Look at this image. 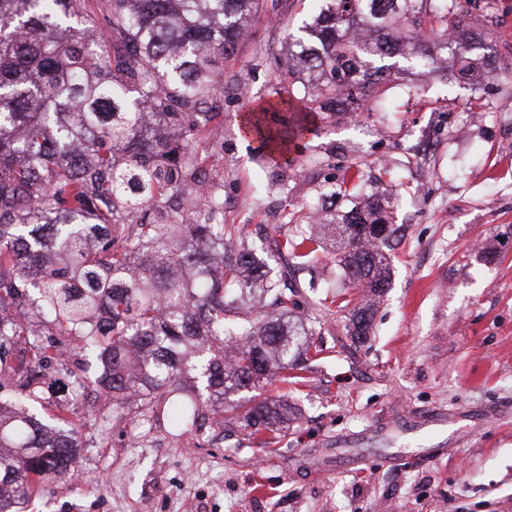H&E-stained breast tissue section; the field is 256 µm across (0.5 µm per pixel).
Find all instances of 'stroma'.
Listing matches in <instances>:
<instances>
[{"label":"stroma","instance_id":"obj_1","mask_svg":"<svg viewBox=\"0 0 512 512\" xmlns=\"http://www.w3.org/2000/svg\"><path fill=\"white\" fill-rule=\"evenodd\" d=\"M315 0H279L247 24L234 52L215 57L224 77L216 163L224 221L248 236H280L313 211H349L386 195L401 237L392 240V286L356 352L344 315L327 316L321 358L296 386H266L298 406L297 425L271 448L236 429L197 437L168 412L136 439L103 419L93 390L76 401L84 439L68 488L36 494L25 512H512V73L483 66L459 80L441 68L392 75L364 111L319 123L281 171L254 157L238 118L304 94L280 81L290 32ZM365 159L361 186L340 189ZM485 411L477 430L459 419L434 450V430L375 437L383 420L436 410ZM362 438L354 448L337 447Z\"/></svg>","mask_w":512,"mask_h":512}]
</instances>
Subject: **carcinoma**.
I'll return each mask as SVG.
<instances>
[{"label": "carcinoma", "mask_w": 512, "mask_h": 512, "mask_svg": "<svg viewBox=\"0 0 512 512\" xmlns=\"http://www.w3.org/2000/svg\"><path fill=\"white\" fill-rule=\"evenodd\" d=\"M313 22L288 35L315 86L313 105L364 110L401 60L438 58L443 37L459 71L473 69L477 24L499 26L493 0H319ZM104 34L89 39L88 0H0V512H24L35 491L74 481L84 444L77 412L43 420L46 380L65 372L48 336L78 339L112 422L133 427L170 398L184 431L221 417L257 444L281 442L297 408L241 392L296 378L323 352L325 315L348 312L349 347L365 342L392 268L398 231L383 197L336 219L320 215L257 245L224 223V179L211 138L220 113L211 55L234 52L261 0H99ZM252 111L264 157L292 165L308 116ZM331 249L363 299L313 295L302 270ZM30 353L25 370L11 363Z\"/></svg>", "instance_id": "carcinoma-1"}]
</instances>
